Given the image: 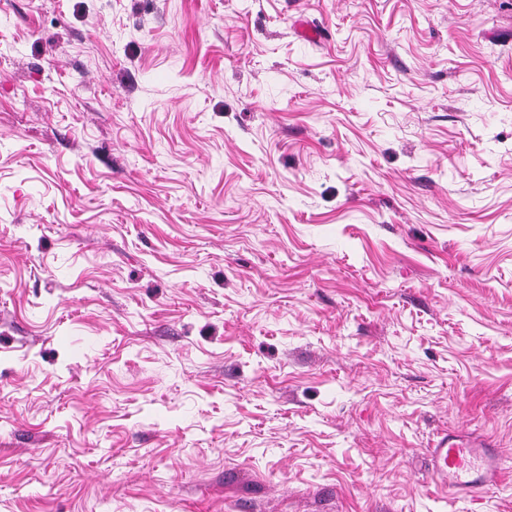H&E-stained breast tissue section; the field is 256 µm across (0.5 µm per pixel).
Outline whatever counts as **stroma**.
Instances as JSON below:
<instances>
[{"instance_id": "stroma-1", "label": "stroma", "mask_w": 512, "mask_h": 512, "mask_svg": "<svg viewBox=\"0 0 512 512\" xmlns=\"http://www.w3.org/2000/svg\"><path fill=\"white\" fill-rule=\"evenodd\" d=\"M451 429L512 455V0H0V512H512ZM490 447L476 437L443 434L427 450L433 481L457 500L486 492L497 482L507 462L501 448Z\"/></svg>"}]
</instances>
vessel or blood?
<instances>
[{
	"label": "vessel or blood",
	"mask_w": 512,
	"mask_h": 512,
	"mask_svg": "<svg viewBox=\"0 0 512 512\" xmlns=\"http://www.w3.org/2000/svg\"><path fill=\"white\" fill-rule=\"evenodd\" d=\"M427 454L433 481L457 500L487 491L507 462L502 449L455 432L440 436Z\"/></svg>",
	"instance_id": "b4317fda"
}]
</instances>
